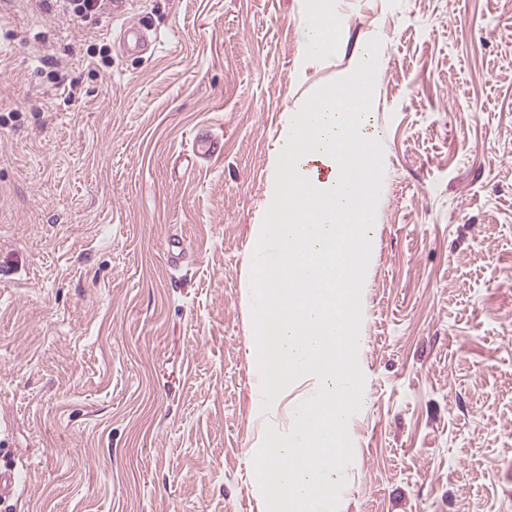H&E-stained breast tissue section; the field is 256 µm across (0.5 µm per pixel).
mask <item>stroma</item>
Instances as JSON below:
<instances>
[{
	"label": "stroma",
	"mask_w": 512,
	"mask_h": 512,
	"mask_svg": "<svg viewBox=\"0 0 512 512\" xmlns=\"http://www.w3.org/2000/svg\"><path fill=\"white\" fill-rule=\"evenodd\" d=\"M314 7L107 0L76 23L0 0V466L24 512H261L253 227L289 113L375 37L339 512H512V0H351L316 58ZM205 131L224 151L200 160ZM123 49L126 52L139 53L148 49V42L144 25L140 19H128L124 24Z\"/></svg>",
	"instance_id": "stroma-1"
}]
</instances>
